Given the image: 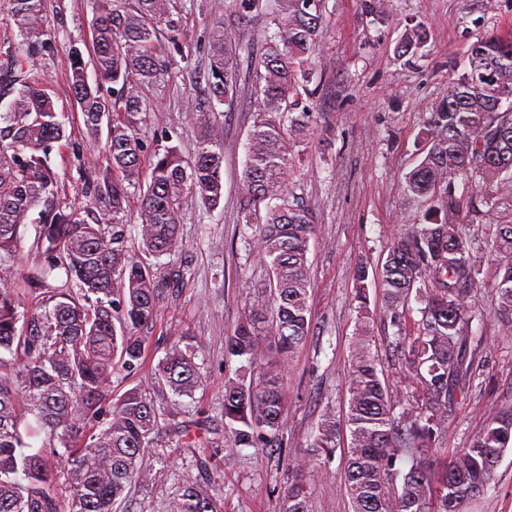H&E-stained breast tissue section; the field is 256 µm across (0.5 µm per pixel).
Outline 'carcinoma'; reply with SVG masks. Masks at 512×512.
<instances>
[{"mask_svg": "<svg viewBox=\"0 0 512 512\" xmlns=\"http://www.w3.org/2000/svg\"><path fill=\"white\" fill-rule=\"evenodd\" d=\"M18 40L3 52L0 83L14 98L0 110V512H115L133 482L153 474L141 457L162 426L152 399L131 388L112 400V375L139 372L145 332L186 268L179 233L188 199L208 208L224 199V144L204 138L192 155L170 144L148 150L142 137L147 93L180 73L175 56L182 18L171 0H96L89 81L82 52L72 49L71 93L87 138L105 137L106 164L94 169L85 193L100 207L81 214L64 207L54 149L68 145L67 122L49 86L34 76L36 39L44 33V0H10ZM326 0H278L275 34L254 60L259 108L247 135L239 211L268 272L249 314L225 340L239 366L224 381V421L171 424L178 448H206L219 435L227 450L271 448L279 441L286 404L281 371L302 350L312 328L310 209L290 188L299 147L309 131L311 99L322 75ZM425 45L419 27L405 29L398 57ZM241 45L235 21L212 24L207 48V102L188 100L189 118L210 122L238 88ZM421 128L422 158L405 175L404 193L424 209L422 222L394 239L374 270L353 277L357 321L346 376L345 411L322 414L310 453L294 462L283 512H308L304 472L328 461L348 432L344 484L351 512H470L495 482L512 448V407L489 421L466 448L444 454L448 407L486 390L491 378L477 359L484 337L471 323L482 284L480 250L495 253L493 317L512 326V209L471 232L485 209L512 199V40L486 36ZM494 73L484 83L479 74ZM139 189V251L129 246L120 214ZM36 224L32 244L41 267L18 289L11 268L21 228ZM169 257L166 264L159 259ZM61 270L66 280L48 283ZM378 283L382 308L370 309L368 281ZM393 328V351L419 395L390 391L381 378L371 330ZM197 346L181 333L155 368L157 382L178 398L201 383ZM268 368L254 379L256 365ZM41 438L40 446L31 442ZM67 453V481L58 477ZM166 512H223L212 489L188 484Z\"/></svg>", "mask_w": 512, "mask_h": 512, "instance_id": "obj_1", "label": "carcinoma"}]
</instances>
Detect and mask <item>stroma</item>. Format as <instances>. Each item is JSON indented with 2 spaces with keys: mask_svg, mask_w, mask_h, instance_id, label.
Returning a JSON list of instances; mask_svg holds the SVG:
<instances>
[{
  "mask_svg": "<svg viewBox=\"0 0 512 512\" xmlns=\"http://www.w3.org/2000/svg\"><path fill=\"white\" fill-rule=\"evenodd\" d=\"M375 2L327 0L319 54L324 87L295 175V192L312 208L318 227L309 244L314 329L283 372L287 404L281 451L218 447L203 471L191 449L174 451L170 436L161 435L142 460L155 475L153 483L131 485L118 512H165L169 499L192 483L215 487L224 512H282L289 460L307 452L326 408L343 411L356 320L354 270L362 262L377 264L392 241L422 217L404 194V176L421 159L423 119L447 95L454 68L481 37H512V0H385L382 18L369 10ZM94 3L45 0L47 33L35 64L58 111L66 114L77 111L70 91V49L90 52ZM175 5L182 17L179 40L185 60L175 82L157 89L143 134L156 145L163 133H171L174 144L191 154L205 129L187 117L185 102L206 98L209 30L215 18L234 16L237 5L236 0H175ZM418 23L426 30L427 44L421 57L407 64L398 57L397 46L405 26ZM254 81L252 67L240 64L236 97L212 119L224 143V200L213 210L194 201L183 210L180 235L190 270L148 333L147 364L137 374L112 377L113 396L138 387L149 392L158 413H166L172 393L156 384L153 369L173 342L174 329L186 330L199 345L196 363L204 384L193 396L182 397L185 420H223L224 380L237 366L225 356V339L267 280L252 231L237 212L247 133L257 110ZM71 139L84 161L76 163L67 148L53 154L60 199L78 211L93 210L97 204L85 195L83 183L95 163L103 161V144L88 140L77 123ZM473 302L486 312L473 328L486 338L481 356L493 382L482 396L449 414L445 444L450 451L468 447L486 420L512 405V328L490 317V285L479 288ZM344 467L338 453L306 471L310 512H351ZM496 474L494 487L473 503L471 512H512V451Z\"/></svg>",
  "mask_w": 512,
  "mask_h": 512,
  "instance_id": "obj_1",
  "label": "stroma"
}]
</instances>
